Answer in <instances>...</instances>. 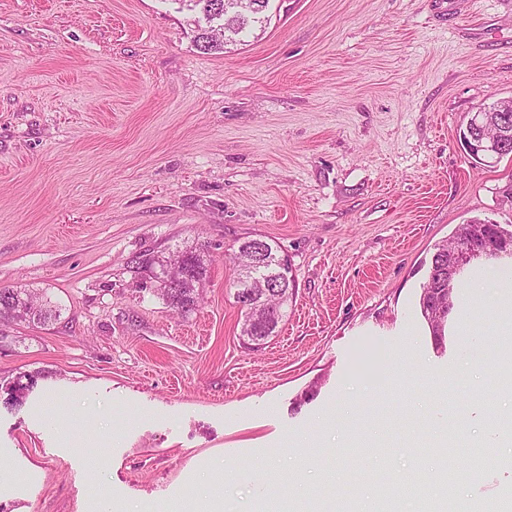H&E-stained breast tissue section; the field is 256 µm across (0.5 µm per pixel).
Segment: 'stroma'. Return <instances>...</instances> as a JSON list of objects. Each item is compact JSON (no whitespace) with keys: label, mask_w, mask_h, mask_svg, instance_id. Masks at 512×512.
<instances>
[{"label":"stroma","mask_w":512,"mask_h":512,"mask_svg":"<svg viewBox=\"0 0 512 512\" xmlns=\"http://www.w3.org/2000/svg\"><path fill=\"white\" fill-rule=\"evenodd\" d=\"M200 51L177 0H0V288L50 299L0 326V512H324L439 445L484 449L450 512L512 488L500 388L512 287L474 262L437 349L420 314L436 244L512 223V155L462 145L512 98V0H270ZM260 238L295 280L244 345L234 254ZM205 245L188 315L142 261ZM32 376L7 409L5 385ZM270 0H254V4L260 8V11L257 13H250L244 15L246 12L241 13H233L232 15H227L224 19V23L226 26V36L224 34L218 33L213 35L201 34L198 30H196L195 42L197 48L201 51H212L216 49L224 48V44L228 42H235L233 36H236L243 32L247 26L250 24L260 23L262 24L265 21V17H261V15L268 7ZM193 272L194 288H180L179 284L168 287L163 282L156 281L159 282V288H155L157 295L175 311L187 313L194 310L197 306L200 298V289L208 278L209 268L207 262L203 264L198 263L194 267Z\"/></svg>","instance_id":"obj_1"}]
</instances>
